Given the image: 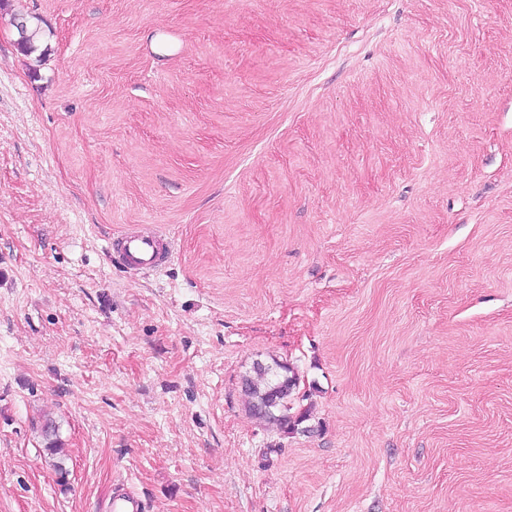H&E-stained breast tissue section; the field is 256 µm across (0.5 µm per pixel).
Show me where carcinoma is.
<instances>
[{"instance_id": "cac0c4a2", "label": "carcinoma", "mask_w": 512, "mask_h": 512, "mask_svg": "<svg viewBox=\"0 0 512 512\" xmlns=\"http://www.w3.org/2000/svg\"><path fill=\"white\" fill-rule=\"evenodd\" d=\"M16 27L20 50L27 54L36 51L40 27L26 21L16 23ZM298 387L299 376L295 369L289 363L276 359L270 364L254 366L252 373L242 380V390L249 398V413L287 433L310 431L308 427L299 428L310 420V409L294 410V393Z\"/></svg>"}]
</instances>
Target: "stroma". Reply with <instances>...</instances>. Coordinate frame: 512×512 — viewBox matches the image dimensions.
Wrapping results in <instances>:
<instances>
[{
  "mask_svg": "<svg viewBox=\"0 0 512 512\" xmlns=\"http://www.w3.org/2000/svg\"><path fill=\"white\" fill-rule=\"evenodd\" d=\"M154 227L165 270L111 260ZM274 359L310 432L247 411ZM123 484L512 512V0L0 6V512Z\"/></svg>",
  "mask_w": 512,
  "mask_h": 512,
  "instance_id": "1",
  "label": "stroma"
}]
</instances>
